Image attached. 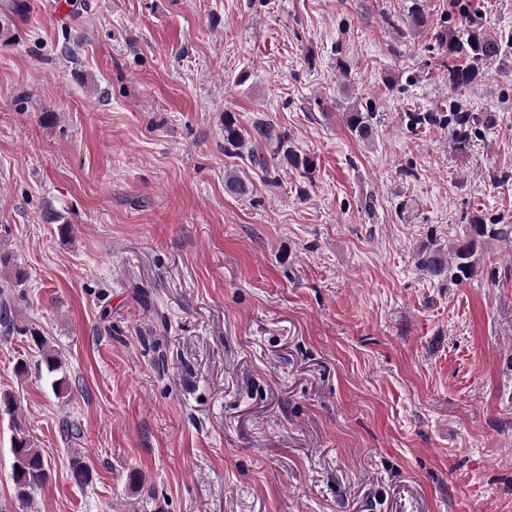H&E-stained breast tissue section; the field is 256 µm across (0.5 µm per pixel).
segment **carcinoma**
I'll return each mask as SVG.
<instances>
[{"mask_svg":"<svg viewBox=\"0 0 512 512\" xmlns=\"http://www.w3.org/2000/svg\"><path fill=\"white\" fill-rule=\"evenodd\" d=\"M404 25L411 33L423 31L432 25L422 0H409ZM435 39L448 52V86L454 90L466 88L485 77V69L504 58L502 40L484 29L480 19L469 17L467 29L459 32L450 26L437 30ZM407 125L412 129L435 125L453 128L452 148L467 153L473 138L491 118L481 113L461 109L455 101H448V112H407ZM349 132L359 141L369 144L377 134L376 113L370 108L355 105L344 115ZM248 154L252 165L268 173L277 169L311 174L316 160L297 150L285 132L276 130L269 120H257L251 128H244L234 113L224 112V154ZM491 241L512 242V224L486 220L473 214L468 218L462 243L452 249L429 242L418 256V267L434 278H448L453 282L469 280L478 273L482 248ZM12 480L18 497L25 499L42 489L50 476V464L35 443L22 437L14 441Z\"/></svg>","mask_w":512,"mask_h":512,"instance_id":"obj_1","label":"carcinoma"}]
</instances>
